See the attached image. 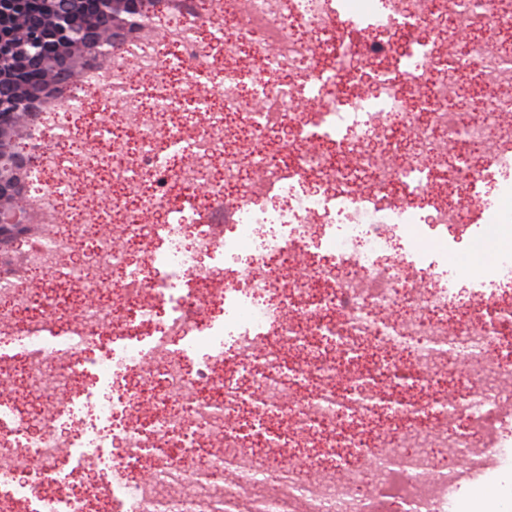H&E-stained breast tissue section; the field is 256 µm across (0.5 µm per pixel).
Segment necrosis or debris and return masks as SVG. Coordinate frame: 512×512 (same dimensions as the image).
I'll return each instance as SVG.
<instances>
[{
	"instance_id": "4bbe7bcc",
	"label": "necrosis or debris",
	"mask_w": 512,
	"mask_h": 512,
	"mask_svg": "<svg viewBox=\"0 0 512 512\" xmlns=\"http://www.w3.org/2000/svg\"><path fill=\"white\" fill-rule=\"evenodd\" d=\"M488 18L512 35V0L159 7L44 108L20 179L51 230L0 255V375L19 378L0 386V512H222L244 494L228 460L285 476L253 483L259 512H447L435 449L478 441L495 466L512 253L478 282L450 261L465 238L512 243V50L471 39ZM464 74L489 91L480 113ZM103 182L111 208L78 200ZM37 275L50 287L28 288ZM376 341L412 373L466 365L483 383L352 439L347 423L381 416L390 366L337 378ZM244 407L324 437L313 471L350 448L347 489L279 466L266 450L287 435L250 432ZM364 456L380 497L355 491Z\"/></svg>"
}]
</instances>
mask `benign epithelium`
Returning <instances> with one entry per match:
<instances>
[{"label": "benign epithelium", "mask_w": 512, "mask_h": 512, "mask_svg": "<svg viewBox=\"0 0 512 512\" xmlns=\"http://www.w3.org/2000/svg\"><path fill=\"white\" fill-rule=\"evenodd\" d=\"M85 0H0V245L11 247L30 223L17 179L24 161L14 144L20 123L38 116L40 106L63 84L57 64L69 70L85 67L88 51L95 47L110 53L109 43L95 26L70 23L74 7ZM162 0H93L96 14L107 20L115 36L136 31L149 8ZM40 81H24L27 72Z\"/></svg>", "instance_id": "1"}]
</instances>
